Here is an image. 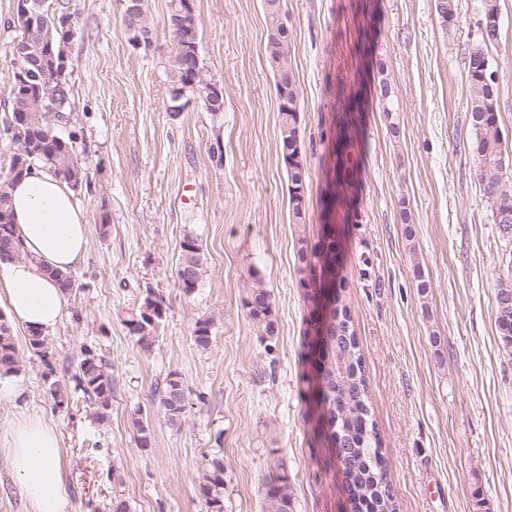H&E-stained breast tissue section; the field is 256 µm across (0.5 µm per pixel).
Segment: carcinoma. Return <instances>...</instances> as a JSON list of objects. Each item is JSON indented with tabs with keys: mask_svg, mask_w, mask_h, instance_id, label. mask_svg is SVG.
Listing matches in <instances>:
<instances>
[{
	"mask_svg": "<svg viewBox=\"0 0 512 512\" xmlns=\"http://www.w3.org/2000/svg\"><path fill=\"white\" fill-rule=\"evenodd\" d=\"M46 0H17L14 26L19 35L11 45L16 61L9 76L11 83V109L4 118V128L17 144L8 172L0 178V240L8 237L13 242L7 261L28 260L16 236L9 206L12 183L30 173L40 163L62 178L77 192L88 185L77 152V133L69 129L71 94L65 80V71L46 68L52 58L68 55L67 47L74 36L63 28L58 19L66 12L64 5L51 9ZM178 14H169L168 33L170 48H182V54H195L200 42V22L193 18L187 25H177ZM488 62L483 49L476 47L466 56L470 86V123L474 134V153L478 160V177L485 194L492 200L493 214L508 218L506 227L512 230V151L501 138L497 97L498 88L481 90L480 64ZM277 98H286L288 106L278 105L281 150L288 151V201L292 223L297 231L296 274L298 284L312 288L322 278L324 265L340 262L344 255L342 240L333 226L323 224L317 241L311 243L300 226L306 223L309 172L305 154L300 148L301 129L296 113L288 111L299 101L295 75L288 74V82L275 81ZM178 270L192 274L187 293L202 284L206 264L198 238L188 233L181 242ZM337 294L333 300L336 323L328 331L324 346L308 355L310 370L322 374L324 386L315 390L319 403L316 429L323 433L331 452L342 469V481L347 495L349 512H398V503L388 481V465L381 452V443L370 403L369 385L363 355L347 299L348 283L339 277ZM508 301L502 309L500 302ZM242 305L248 316L267 336L277 332L273 317L270 291L258 281L246 290ZM495 322L504 350L512 355V281H502L494 294ZM164 316L162 298L147 295L128 320L131 332L140 343L148 346L156 336ZM211 319H198L194 323L195 342L201 347L210 343ZM18 349L10 322L0 318V371L11 373L17 369ZM79 386L91 395L100 409L111 405L112 373L106 362L84 348L80 364ZM186 395L178 373L168 375L165 392L160 400L168 423L176 425L185 413ZM138 447L150 443V430L141 410L131 416ZM224 486V464L218 458L208 463L207 473L199 485L206 512H224L221 489ZM264 512H292V494L288 476L276 475L266 483Z\"/></svg>",
	"mask_w": 512,
	"mask_h": 512,
	"instance_id": "cac0c4a2",
	"label": "carcinoma"
}]
</instances>
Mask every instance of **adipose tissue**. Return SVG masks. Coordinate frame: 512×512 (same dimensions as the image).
<instances>
[{
    "label": "adipose tissue",
    "mask_w": 512,
    "mask_h": 512,
    "mask_svg": "<svg viewBox=\"0 0 512 512\" xmlns=\"http://www.w3.org/2000/svg\"><path fill=\"white\" fill-rule=\"evenodd\" d=\"M16 234L28 259L0 262V301L26 329L44 333L62 322L66 299L53 271L69 272L88 244L87 213L66 182L36 167L14 183ZM9 468L25 489L32 512H67L60 437L38 416L19 418L6 449Z\"/></svg>",
    "instance_id": "1"
}]
</instances>
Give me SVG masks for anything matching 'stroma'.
<instances>
[{
    "label": "stroma",
    "mask_w": 512,
    "mask_h": 512,
    "mask_svg": "<svg viewBox=\"0 0 512 512\" xmlns=\"http://www.w3.org/2000/svg\"><path fill=\"white\" fill-rule=\"evenodd\" d=\"M74 37L66 80L70 127L90 189L88 246L74 291L44 352L14 325L22 390L0 401V512H31L1 443L14 421L40 416L62 439L67 512H206L208 459L224 462V512H264L263 483L286 473L293 512H347L341 468L315 431L305 378L310 308L296 276V234L280 155L278 100L267 62L262 0H197L201 52L224 86L220 117L197 103L167 107L168 0H148L154 47L132 48L123 0H67ZM307 159L306 234L336 225L371 389L374 418L400 512H512V356L493 306L512 279L475 175L465 53L481 44L484 0H456L443 24L435 0H284ZM499 38L485 47L498 76V116L512 147V0H497ZM16 0H0V118ZM346 135L355 169L334 181ZM221 150L213 163L211 150ZM108 229H101V222ZM194 233L206 258L199 288L177 277L179 244ZM430 283L419 294L415 269ZM271 293L278 322L261 336L242 306L248 286ZM165 317L152 345L127 327L147 293ZM212 321L208 347L192 335ZM113 378L106 412L77 380L83 348ZM180 374L181 425L160 406ZM59 380L69 404L49 393ZM141 411L150 447L130 417Z\"/></svg>",
    "instance_id": "35a3bbf8"
}]
</instances>
